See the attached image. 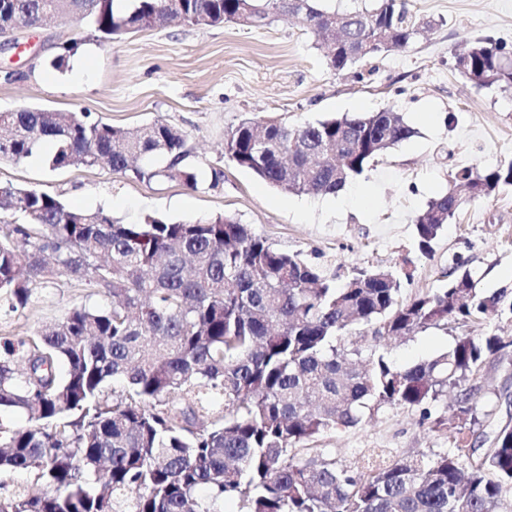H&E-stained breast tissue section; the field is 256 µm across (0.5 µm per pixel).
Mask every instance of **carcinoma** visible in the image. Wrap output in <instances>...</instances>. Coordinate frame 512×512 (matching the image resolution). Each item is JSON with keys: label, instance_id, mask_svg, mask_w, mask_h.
Returning a JSON list of instances; mask_svg holds the SVG:
<instances>
[{"label": "carcinoma", "instance_id": "carcinoma-1", "mask_svg": "<svg viewBox=\"0 0 512 512\" xmlns=\"http://www.w3.org/2000/svg\"><path fill=\"white\" fill-rule=\"evenodd\" d=\"M0 0V19L37 29L48 16L85 22L100 42L177 20L188 27L308 22L337 72L414 42L422 26L406 0L339 11L322 0ZM79 41L62 46L59 70ZM477 89L512 94V50L488 37L455 56ZM415 135L391 109L290 126L247 118L224 134V155L271 187L334 194ZM51 143L50 170L104 164L139 180L197 188L183 133L157 121L135 131L69 112L0 113V157L24 161ZM512 187V161L462 167L447 192L414 217L418 250L433 244L469 201ZM0 312H23L59 277L105 295L73 307L30 338L0 347V473L35 485L1 492L0 512H500L512 492V394H496L490 431L464 435L484 363L505 347L490 328L507 292L489 294L457 265L445 288L405 296L394 270H359L343 282L273 248L232 216L122 224L104 209H72L35 188L0 186ZM466 331L431 359L399 366L376 349L448 320ZM25 367H13L18 348ZM114 381L123 390L108 398ZM452 420L431 418L448 393ZM420 412L451 451L389 458L359 469L304 444L355 427L380 410ZM470 459L463 468L461 456ZM56 488V493L45 491Z\"/></svg>", "mask_w": 512, "mask_h": 512}]
</instances>
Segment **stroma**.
<instances>
[{
	"mask_svg": "<svg viewBox=\"0 0 512 512\" xmlns=\"http://www.w3.org/2000/svg\"><path fill=\"white\" fill-rule=\"evenodd\" d=\"M408 8L426 27L420 37L340 73L327 67L305 23L286 17L263 29L173 24L107 44L75 19L25 32L20 48L0 54V112L48 108L125 129L162 121L183 132L198 186L140 181L102 164L52 171L41 160L1 157L0 184L38 188L77 209L101 207L124 223L148 215L172 221L231 215L275 249L341 276L407 268V294L445 287L459 263L477 272L487 293L511 291L512 187L466 204L429 258L415 244L413 217L446 191L459 167L512 160V96L476 90L454 68L464 41L490 36L512 46V0H408ZM73 38L81 46L68 68L53 69L50 59ZM383 109L402 113L415 136L333 195L280 192L224 154L225 132L246 118L295 126ZM362 193L373 197L372 209L357 208ZM100 301L57 278L23 313L0 315V339L30 335L75 305ZM461 331L452 323L383 348L396 364L410 365L446 350ZM482 385L476 415L484 426L496 393L512 387V346L483 367ZM315 445L354 468L370 448L404 457L453 442L420 424L418 413L387 408Z\"/></svg>",
	"mask_w": 512,
	"mask_h": 512,
	"instance_id": "obj_1",
	"label": "stroma"
}]
</instances>
